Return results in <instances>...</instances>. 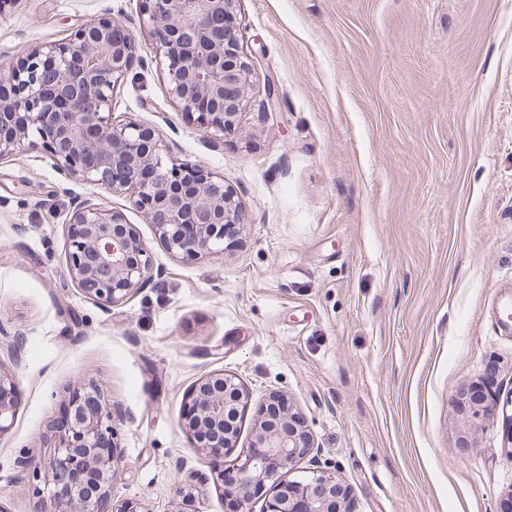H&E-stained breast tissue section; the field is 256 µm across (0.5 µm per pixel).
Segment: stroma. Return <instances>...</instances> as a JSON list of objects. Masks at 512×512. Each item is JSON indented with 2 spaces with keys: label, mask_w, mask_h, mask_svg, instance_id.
Returning <instances> with one entry per match:
<instances>
[{
  "label": "stroma",
  "mask_w": 512,
  "mask_h": 512,
  "mask_svg": "<svg viewBox=\"0 0 512 512\" xmlns=\"http://www.w3.org/2000/svg\"><path fill=\"white\" fill-rule=\"evenodd\" d=\"M110 14L139 56L113 110L161 130L168 156L223 176L244 222L225 249L169 254L125 194L58 175L42 147L0 161V372L16 385L0 433V505L55 512L48 471L88 384L133 421L113 502L197 512L231 499L181 423L195 382L238 377L256 410L285 397L313 437L287 477L329 467L356 512H499L512 493V0H239L258 76L236 134L213 141L165 89L139 0H9L0 64ZM276 111L259 104L265 82ZM78 198L124 214L159 274L125 303L85 297L67 268ZM481 391L483 412L464 398Z\"/></svg>",
  "instance_id": "obj_1"
}]
</instances>
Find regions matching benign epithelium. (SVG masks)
Masks as SVG:
<instances>
[{"mask_svg": "<svg viewBox=\"0 0 512 512\" xmlns=\"http://www.w3.org/2000/svg\"><path fill=\"white\" fill-rule=\"evenodd\" d=\"M140 2L168 97L213 139L234 134L257 81L235 27L238 0ZM135 58L132 35L104 15L81 24L65 42L25 52L0 72V161L26 143L39 145L64 179L129 194L168 253L201 257L222 251L227 230L243 223L240 202L224 177L172 162L158 129L112 112L113 93ZM65 224L69 274L89 298L118 306L152 280L149 249L121 212L81 200ZM248 402L239 378L215 371L195 382L183 414L185 429L240 512H252L257 499L260 512H355L347 489L326 468L301 480L284 478L314 442L274 394L260 406L251 445L226 460ZM14 412V381L0 374V434L12 425ZM68 415L60 446L47 462L56 512H141L133 501L109 510L120 457L112 421L125 417L122 408L102 404L92 383L72 397Z\"/></svg>", "mask_w": 512, "mask_h": 512, "instance_id": "benign-epithelium-1", "label": "benign epithelium"}]
</instances>
